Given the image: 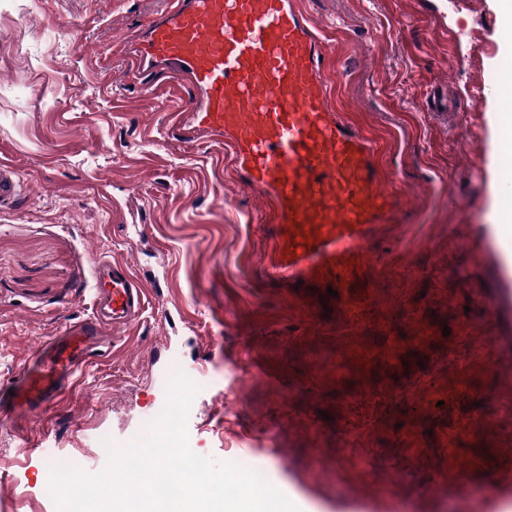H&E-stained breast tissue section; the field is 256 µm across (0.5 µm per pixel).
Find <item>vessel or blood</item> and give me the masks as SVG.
Wrapping results in <instances>:
<instances>
[{
    "label": "vessel or blood",
    "instance_id": "obj_1",
    "mask_svg": "<svg viewBox=\"0 0 512 512\" xmlns=\"http://www.w3.org/2000/svg\"><path fill=\"white\" fill-rule=\"evenodd\" d=\"M129 52L144 91L164 70L191 95L174 113L183 140L229 155L240 183L268 205L279 227L263 275L294 287L328 282L348 287L352 265L385 237L396 199L377 188V150L329 102L328 48L298 0H170ZM17 170L0 164V206L22 190ZM508 282L489 316L512 306ZM93 313L44 340L5 396L9 424L43 412L74 385L106 330L129 327L147 298L128 264L94 258Z\"/></svg>",
    "mask_w": 512,
    "mask_h": 512
}]
</instances>
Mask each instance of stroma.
I'll list each match as a JSON object with an SVG mask.
<instances>
[{
    "label": "stroma",
    "mask_w": 512,
    "mask_h": 512,
    "mask_svg": "<svg viewBox=\"0 0 512 512\" xmlns=\"http://www.w3.org/2000/svg\"><path fill=\"white\" fill-rule=\"evenodd\" d=\"M166 2L0 0V159L23 180L0 210V387L91 316L94 256L148 290L77 384L0 429L14 512H56L46 471L100 472L103 439L129 444L177 367L198 387L191 449L264 470L298 512H464L448 488L462 464L497 512L512 488V311L485 309L512 252L487 230L507 203L497 0H302L332 48V104L397 197L395 247L358 261L345 299L264 280L262 200L175 137L169 79L118 81L127 33Z\"/></svg>",
    "instance_id": "obj_1"
}]
</instances>
